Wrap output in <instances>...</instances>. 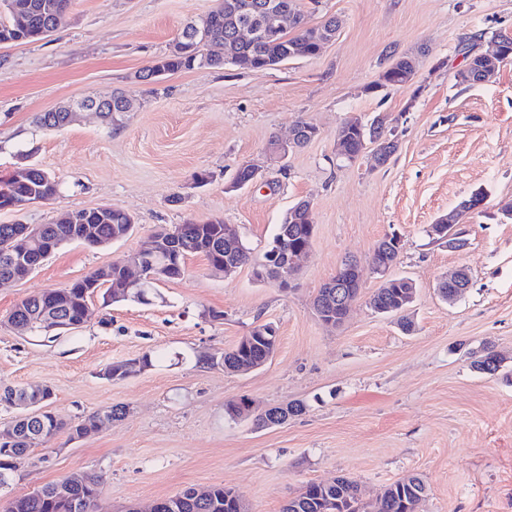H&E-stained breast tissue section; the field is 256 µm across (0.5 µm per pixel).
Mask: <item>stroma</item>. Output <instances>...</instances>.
<instances>
[{
  "instance_id": "35a3bbf8",
  "label": "stroma",
  "mask_w": 512,
  "mask_h": 512,
  "mask_svg": "<svg viewBox=\"0 0 512 512\" xmlns=\"http://www.w3.org/2000/svg\"><path fill=\"white\" fill-rule=\"evenodd\" d=\"M219 0H73L50 37L0 45V176L29 163L55 175L60 196L0 210V224H49L63 210L117 205L134 231L105 248L70 243L26 280L0 285V389L43 384L52 412L85 417L116 404L126 417L83 439L60 434L33 449L9 499L81 471L102 476L105 512L151 505L188 487H232L249 512H281L308 482L344 476L364 500L415 474L426 487L422 512H512V60L489 82L458 84L465 47L486 50L512 33V0H299L308 24L340 21L315 57L256 71L200 68L158 83L137 73L177 33ZM419 59L411 82L380 88L399 55ZM122 89L135 111L110 122L77 111L65 128H38L37 114ZM389 114L398 149L374 166L336 158L347 120ZM319 135L285 160L271 138L288 139L298 120ZM262 166L256 186L225 191L237 167ZM208 182L197 183L200 173ZM482 208L458 224L468 246L449 248L430 224L474 192ZM311 200L315 232L291 288L257 282L286 210ZM223 218L251 252L231 278L211 275L204 256L180 279L159 282L150 303L103 305L94 297L82 327L51 339L19 334L6 318L34 293L65 287L137 252L145 235L186 218ZM397 233L390 273L417 287L397 317L368 304L382 283L369 266L374 246ZM362 264V300L332 328L312 302L346 257ZM468 266L471 286L455 302L437 282ZM221 312V319L210 316ZM273 324L278 349L245 375L206 364L256 325ZM493 346L506 362L493 375L472 362ZM152 353L151 367L122 380L109 364ZM261 409L299 403L301 414L259 428L231 419L228 401Z\"/></svg>"
}]
</instances>
